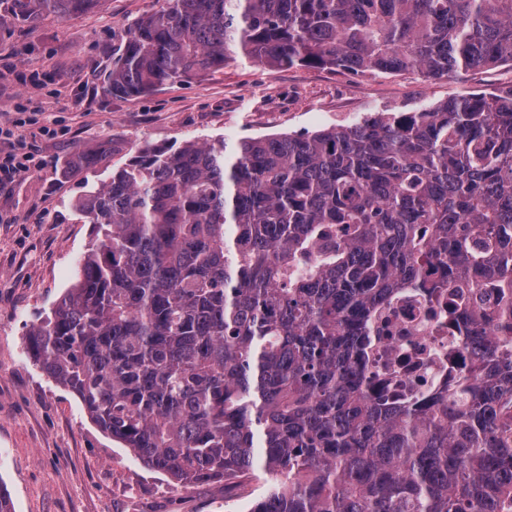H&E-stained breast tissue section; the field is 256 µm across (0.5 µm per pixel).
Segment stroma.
<instances>
[{"label":"stroma","mask_w":512,"mask_h":512,"mask_svg":"<svg viewBox=\"0 0 512 512\" xmlns=\"http://www.w3.org/2000/svg\"><path fill=\"white\" fill-rule=\"evenodd\" d=\"M162 0H102L67 19L0 26V128H19L37 168L0 189V485L13 512H250L268 475L231 488H181L143 466L91 421L78 399L29 357L27 334L75 279L96 231L74 206L112 168L149 146L315 132L382 110L414 111L512 83V65L431 79L364 74L347 93L340 72L254 66L119 98L102 88L126 30ZM107 144L106 162L74 169Z\"/></svg>","instance_id":"35a3bbf8"}]
</instances>
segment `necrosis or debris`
Segmentation results:
<instances>
[{
  "mask_svg": "<svg viewBox=\"0 0 512 512\" xmlns=\"http://www.w3.org/2000/svg\"><path fill=\"white\" fill-rule=\"evenodd\" d=\"M470 354L465 332L448 319L447 298L405 291L372 323L366 368L387 380L390 400L414 402L441 385L447 375L467 373Z\"/></svg>",
  "mask_w": 512,
  "mask_h": 512,
  "instance_id": "4bbe7bcc",
  "label": "necrosis or debris"
}]
</instances>
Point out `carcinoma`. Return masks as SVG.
Returning a JSON list of instances; mask_svg holds the SVG:
<instances>
[{
  "mask_svg": "<svg viewBox=\"0 0 512 512\" xmlns=\"http://www.w3.org/2000/svg\"><path fill=\"white\" fill-rule=\"evenodd\" d=\"M100 0H0V26ZM256 65L431 77L512 63V0H163L114 97ZM97 240L27 351L181 486L262 470L251 512H512V85L312 134L188 140L77 202ZM448 290L474 361L370 392L366 329Z\"/></svg>",
  "mask_w": 512,
  "mask_h": 512,
  "instance_id": "carcinoma-1",
  "label": "carcinoma"
}]
</instances>
